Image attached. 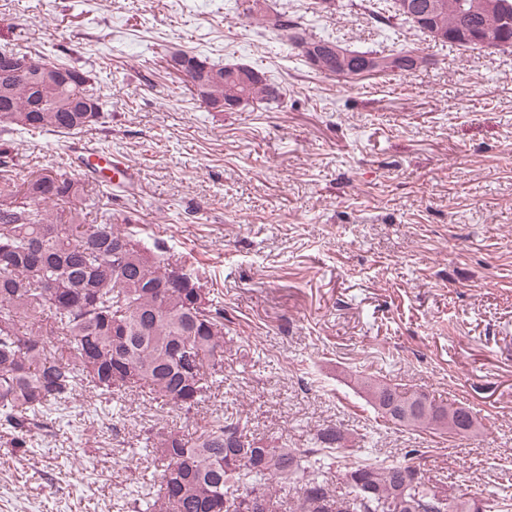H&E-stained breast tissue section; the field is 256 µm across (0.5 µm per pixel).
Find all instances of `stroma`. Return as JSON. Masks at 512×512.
<instances>
[{
  "mask_svg": "<svg viewBox=\"0 0 512 512\" xmlns=\"http://www.w3.org/2000/svg\"><path fill=\"white\" fill-rule=\"evenodd\" d=\"M236 0H0V47L92 64L112 114L75 136L10 144L26 177L88 180L114 223L165 240L224 305V381L190 414L130 391L80 392L23 456L0 447V512H116L151 481L141 430L215 418L310 448L338 426L368 462H406L453 493L512 496V52L431 41L372 17L267 0L308 36L356 51L407 44L429 65L342 79L315 70ZM181 49L243 63L286 90L272 109L201 108L168 72ZM82 141L137 169L104 184ZM388 379L477 417L448 438L387 422L357 376Z\"/></svg>",
  "mask_w": 512,
  "mask_h": 512,
  "instance_id": "stroma-1",
  "label": "stroma"
}]
</instances>
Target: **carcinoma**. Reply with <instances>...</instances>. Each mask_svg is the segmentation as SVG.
I'll return each mask as SVG.
<instances>
[{
  "label": "carcinoma",
  "instance_id": "obj_1",
  "mask_svg": "<svg viewBox=\"0 0 512 512\" xmlns=\"http://www.w3.org/2000/svg\"><path fill=\"white\" fill-rule=\"evenodd\" d=\"M243 12L280 32L289 43L296 20L270 17L259 0H242ZM426 10L419 30L456 29L477 23L512 50V0H418ZM368 75L397 74L390 55ZM19 78L0 76V137L38 131L77 134L104 123L101 88L78 59L52 62ZM189 80L211 112L224 101L280 104L283 88L264 73L241 82L227 65L195 54ZM86 186L64 172L37 171L22 181L0 160V428L8 448L25 454L54 427L52 414L81 390L100 395L136 390L188 414L224 382V308L192 272L174 268L162 240L147 245L135 231L97 219L76 206L63 224L50 205L80 203ZM367 403L401 426L462 436L436 421L449 416L478 424L466 407L439 404L423 392L368 378L357 380ZM318 448L271 446L243 434L238 424L216 419L197 436L177 430L143 431L157 454L159 489L132 499L131 512H249L246 498L265 512H489L474 498L448 492L398 462L368 463L336 455L344 435L327 429ZM336 470L346 493L330 490Z\"/></svg>",
  "mask_w": 512,
  "mask_h": 512
}]
</instances>
